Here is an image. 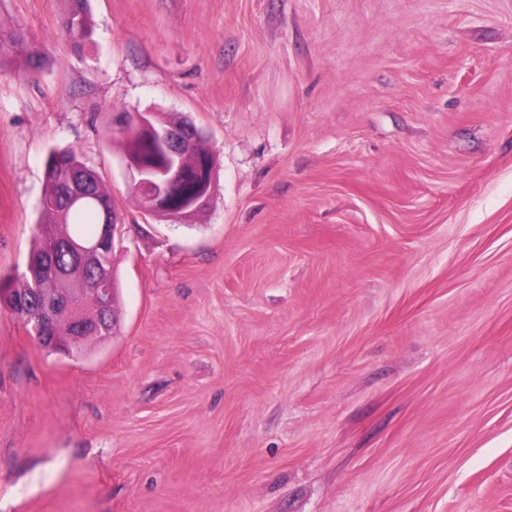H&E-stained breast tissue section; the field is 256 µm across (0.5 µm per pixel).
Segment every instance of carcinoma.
I'll list each match as a JSON object with an SVG mask.
<instances>
[{
    "label": "carcinoma",
    "mask_w": 512,
    "mask_h": 512,
    "mask_svg": "<svg viewBox=\"0 0 512 512\" xmlns=\"http://www.w3.org/2000/svg\"><path fill=\"white\" fill-rule=\"evenodd\" d=\"M72 8L64 17L61 36L75 50L90 39L93 25L83 7V0H71ZM45 64L42 51L28 46L25 26L16 24L0 32V69L12 68L24 74H33ZM124 143L125 156L131 164L155 173L165 169V155L148 140L147 133L140 130L135 119H130L120 130L115 131ZM202 133L189 138L182 144H171V149L183 159V170L187 173L194 168L197 158L211 155V149L203 144ZM46 183L42 193V212L50 222L39 224L36 229V245L32 250L28 268L36 278L22 274L18 287L10 282L0 281V292L10 291L17 298L27 302L35 310L42 296V289L58 287L61 275L79 274L91 280H106L114 283L112 256L85 259L76 256L65 246L72 241L96 236L102 224V204L111 202L95 172L84 175L80 181L68 184L67 170L79 169L87 163L75 150L52 149L44 161ZM86 312L100 322L98 333L92 335L95 341L112 337V311H97V301L90 297L86 301Z\"/></svg>",
    "instance_id": "carcinoma-1"
}]
</instances>
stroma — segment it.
Listing matches in <instances>:
<instances>
[{"instance_id": "35a3bbf8", "label": "stroma", "mask_w": 512, "mask_h": 512, "mask_svg": "<svg viewBox=\"0 0 512 512\" xmlns=\"http://www.w3.org/2000/svg\"><path fill=\"white\" fill-rule=\"evenodd\" d=\"M0 0V278L44 159L120 226L118 327L48 352L0 308V512H512V0ZM189 117L207 205L159 221L119 113ZM84 0H71L72 8L64 17L61 25V36L71 44L74 50L90 39L93 25L83 7ZM42 51L28 46L24 25L16 24L0 32V69L12 68L24 74H34L45 64Z\"/></svg>"}]
</instances>
